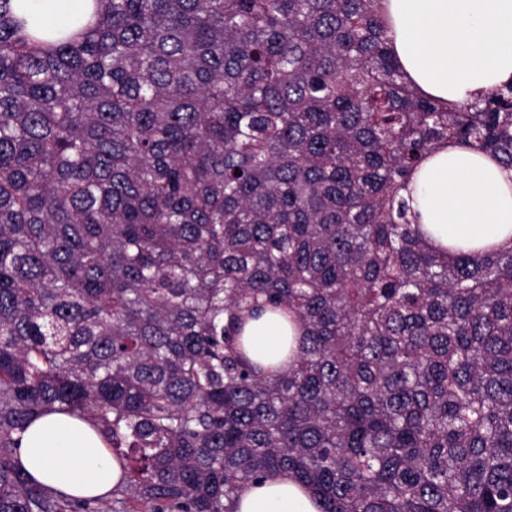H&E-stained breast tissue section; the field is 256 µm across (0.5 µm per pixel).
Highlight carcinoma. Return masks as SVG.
<instances>
[{"label":"carcinoma","instance_id":"obj_1","mask_svg":"<svg viewBox=\"0 0 512 512\" xmlns=\"http://www.w3.org/2000/svg\"><path fill=\"white\" fill-rule=\"evenodd\" d=\"M48 44L0 0V512L48 411L104 432L121 512H512V249L442 256L398 199L442 143L512 168V83L444 107L380 0H95ZM290 312L285 375L246 319ZM237 512H324V502L290 473L269 476L242 489Z\"/></svg>","mask_w":512,"mask_h":512}]
</instances>
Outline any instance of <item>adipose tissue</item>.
Listing matches in <instances>:
<instances>
[{
  "mask_svg": "<svg viewBox=\"0 0 512 512\" xmlns=\"http://www.w3.org/2000/svg\"><path fill=\"white\" fill-rule=\"evenodd\" d=\"M34 29L48 39L87 24L94 0H46ZM391 53L408 83L440 104L466 102L512 81V0H381ZM409 218L433 247L512 248V171L457 144L440 145L403 193ZM245 345L262 365L287 371L286 353L301 333L281 315L245 325ZM26 472L76 498L107 499L122 475L103 433L85 418L51 412L31 421L19 440ZM237 512H324V502L291 474L242 489Z\"/></svg>",
  "mask_w": 512,
  "mask_h": 512,
  "instance_id": "obj_1",
  "label": "adipose tissue"
}]
</instances>
